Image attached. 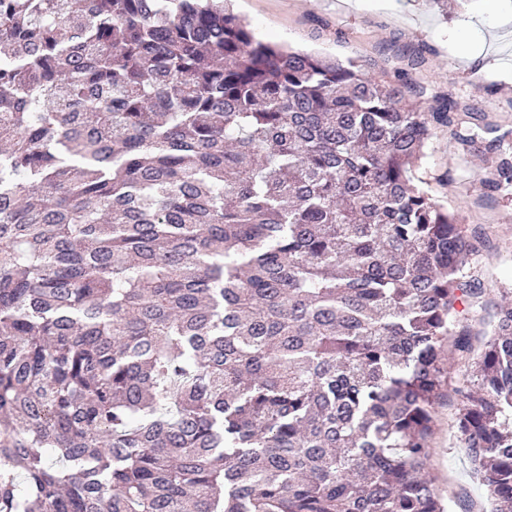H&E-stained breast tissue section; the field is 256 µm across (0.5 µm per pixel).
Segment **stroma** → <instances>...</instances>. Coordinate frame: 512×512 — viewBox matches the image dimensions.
Returning <instances> with one entry per match:
<instances>
[{
  "instance_id": "obj_1",
  "label": "stroma",
  "mask_w": 512,
  "mask_h": 512,
  "mask_svg": "<svg viewBox=\"0 0 512 512\" xmlns=\"http://www.w3.org/2000/svg\"><path fill=\"white\" fill-rule=\"evenodd\" d=\"M233 8L267 39L330 58H357L369 76L388 83L394 76L382 73L383 58L420 50L425 63L412 79L447 88L470 104L459 125L429 142L412 176L415 185L462 213L468 228L485 231L487 242L467 277L479 281L485 302H500L503 288L512 285V185L492 188L484 174L497 154L512 156V0H448L444 19L425 0H233ZM460 35L464 57L455 46ZM489 122L496 134L486 133ZM464 135L474 145H463ZM456 413V402L439 404L432 458L450 512H461L463 497L477 506L484 501L456 443Z\"/></svg>"
}]
</instances>
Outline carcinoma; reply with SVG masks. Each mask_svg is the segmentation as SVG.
<instances>
[{"label":"carcinoma","instance_id":"1","mask_svg":"<svg viewBox=\"0 0 512 512\" xmlns=\"http://www.w3.org/2000/svg\"><path fill=\"white\" fill-rule=\"evenodd\" d=\"M468 110L224 0H0V512H446L455 377L512 512V302L410 179Z\"/></svg>","mask_w":512,"mask_h":512}]
</instances>
